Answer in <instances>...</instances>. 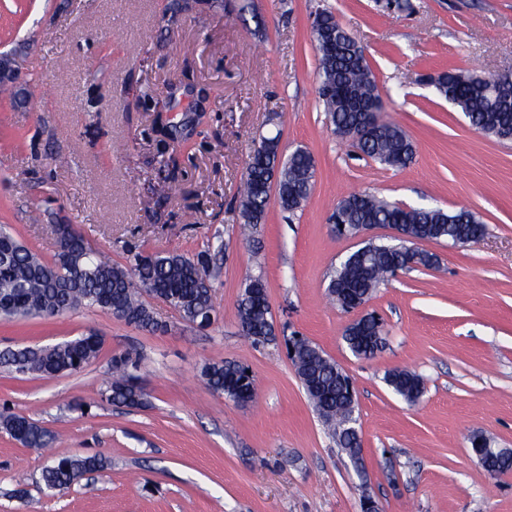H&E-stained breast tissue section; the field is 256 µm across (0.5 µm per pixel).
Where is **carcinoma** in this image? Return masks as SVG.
<instances>
[{
    "mask_svg": "<svg viewBox=\"0 0 512 512\" xmlns=\"http://www.w3.org/2000/svg\"><path fill=\"white\" fill-rule=\"evenodd\" d=\"M321 27L337 37L336 52L318 57V102L333 131L357 127L371 116L379 120L376 133L362 141L358 149L366 156L388 166H405L413 158L414 145L405 131L383 116L384 102L364 53L332 12L320 14ZM504 79L499 74L476 75L465 71L443 72L430 79L437 94L460 108L477 130L501 140L512 139V98L497 91ZM280 170L279 206L288 213L301 207L311 187L314 160L309 152L297 149L288 158L277 153L273 138L261 136L250 154L240 186V201L248 205L243 215L242 231H251L263 223L270 205L267 187L275 170ZM333 214L343 223L402 224L419 243L448 240L455 244L485 232V226L469 210L448 213L440 208H406L366 192H352L342 197ZM52 261L19 242L0 227V249L9 250L6 266H0V317L23 319L33 316L55 317L80 308L96 307L116 315L126 324L156 330L162 324L157 313L144 299L145 286L152 287L151 297L175 309L189 323H199L215 312L209 260L206 254L194 257L181 254H143L131 256L126 266L112 263L102 252L89 254L83 237L72 234L54 237ZM408 258L382 245L360 255L350 254L331 275L328 286L332 301L344 310L350 304H363L389 276L405 268ZM247 282L258 291L241 294L237 301L239 321L245 335L256 345L276 340L267 298L266 283L260 276ZM344 288L340 295L336 289ZM382 338L378 317L367 315L357 324L356 332L345 334L349 349L357 356L370 357L369 344ZM102 338L89 333L50 347L26 346L0 354V364L19 374L53 376L80 371L96 359ZM290 359L308 399L324 420L331 436L346 452L355 450L356 436L346 424L349 402V377L336 363L308 339L294 345ZM139 360L131 353L112 357L110 376L102 396L129 407L148 404L147 394L132 384ZM207 388L230 401L242 396L254 397L253 375L235 362L208 363L201 370ZM387 384L408 402H416L423 393L420 377L405 369L387 373ZM0 429L27 448H50L55 435L29 418L0 412ZM108 460L100 453L86 456L57 457L42 470L44 490L53 493L67 488L85 475L100 471Z\"/></svg>",
    "mask_w": 512,
    "mask_h": 512,
    "instance_id": "cac0c4a2",
    "label": "carcinoma"
}]
</instances>
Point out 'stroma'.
<instances>
[{
	"label": "stroma",
	"instance_id": "35a3bbf8",
	"mask_svg": "<svg viewBox=\"0 0 512 512\" xmlns=\"http://www.w3.org/2000/svg\"><path fill=\"white\" fill-rule=\"evenodd\" d=\"M0 0V53L17 59L23 94L0 99V225L51 259V227L70 224L113 262L132 253H208L215 314L201 328L164 304L148 332L83 308L0 319V351L94 332L99 357L45 377L0 366V407L52 431L49 449L0 430V512H512V472L487 474L472 434L512 449V142L471 126L425 83L458 69L512 71V0ZM358 40L385 116L416 146L390 167L336 137L317 97L316 11ZM192 122L169 140L161 125ZM306 149L313 187L301 210L270 204L251 239L239 234L238 189L254 141ZM178 185L170 194V185ZM413 208H466L484 236L430 241L439 269L398 271L363 307L384 322L371 358L343 339L355 319L330 304L333 269L354 250L388 244L374 226L336 236L329 217L349 192ZM263 276L277 342L253 344L236 303ZM318 345L353 383L364 468L326 434L287 357L284 338ZM140 357L148 407L102 397L112 356ZM248 367L242 406L213 394L207 362ZM408 369L424 392L411 404L384 380ZM102 453L108 467L49 496L56 456Z\"/></svg>",
	"mask_w": 512,
	"mask_h": 512
}]
</instances>
